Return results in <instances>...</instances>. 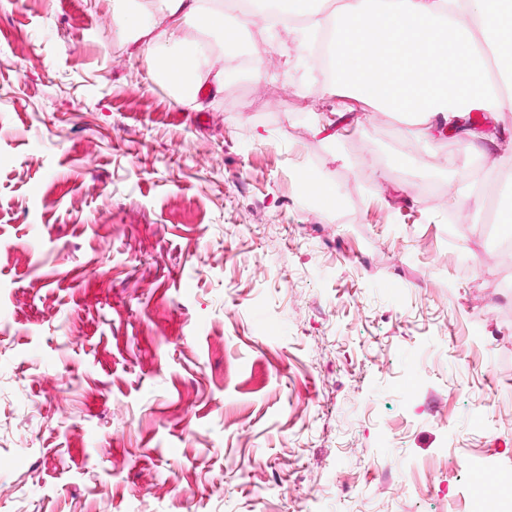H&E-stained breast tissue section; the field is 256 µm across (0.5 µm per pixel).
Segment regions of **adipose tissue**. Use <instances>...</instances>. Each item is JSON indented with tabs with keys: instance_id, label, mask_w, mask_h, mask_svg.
I'll use <instances>...</instances> for the list:
<instances>
[{
	"instance_id": "adipose-tissue-1",
	"label": "adipose tissue",
	"mask_w": 512,
	"mask_h": 512,
	"mask_svg": "<svg viewBox=\"0 0 512 512\" xmlns=\"http://www.w3.org/2000/svg\"><path fill=\"white\" fill-rule=\"evenodd\" d=\"M118 33L152 64L177 105L209 107L224 92L226 62L246 53L245 23L279 16L304 41L328 37L331 94L407 116L408 137L434 145L443 126L470 135L474 111H512V0H117ZM197 39L186 40L184 26Z\"/></svg>"
}]
</instances>
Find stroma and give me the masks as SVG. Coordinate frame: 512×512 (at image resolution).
Listing matches in <instances>:
<instances>
[{"instance_id":"obj_1","label":"stroma","mask_w":512,"mask_h":512,"mask_svg":"<svg viewBox=\"0 0 512 512\" xmlns=\"http://www.w3.org/2000/svg\"><path fill=\"white\" fill-rule=\"evenodd\" d=\"M247 44L193 112L113 0H0V512H512V112L429 149ZM300 183L303 190L310 193L325 214H331L339 205V196L329 188L316 174L308 170L300 172Z\"/></svg>"}]
</instances>
